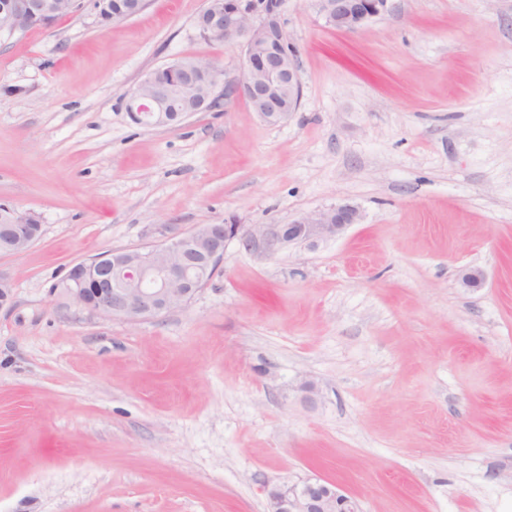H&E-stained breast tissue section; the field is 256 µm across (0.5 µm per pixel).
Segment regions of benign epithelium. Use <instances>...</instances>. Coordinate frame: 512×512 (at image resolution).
I'll list each match as a JSON object with an SVG mask.
<instances>
[{
    "label": "benign epithelium",
    "instance_id": "7a95c632",
    "mask_svg": "<svg viewBox=\"0 0 512 512\" xmlns=\"http://www.w3.org/2000/svg\"><path fill=\"white\" fill-rule=\"evenodd\" d=\"M324 21L336 29L358 31L391 9L392 0H316ZM81 8V0H3L0 33L13 34L49 27L62 16ZM281 33V51L263 52L271 23ZM196 27L211 42L240 45L244 50L238 76H218L204 90L194 84L196 70L212 63L199 58L181 60L147 73L127 94V111L152 127H174L194 109L179 111L175 102L205 105L216 99V87L224 81V107L244 98L264 122L281 123L282 111L271 93L276 82L288 81V104L301 98L296 45L286 29L283 9L268 0H236L225 9L217 2L203 10ZM36 216L0 205V254H17L39 240L42 225ZM362 220L360 208L348 201L303 214L288 224H239L230 218L222 224H204L193 232L158 246L117 250L73 264L63 280L62 294L88 311L129 322L157 316L182 306L197 292L191 267L222 263L226 247L237 242L245 251L273 256L297 244L316 245L334 239ZM269 512H361L358 502L333 480L311 478L284 485L270 493Z\"/></svg>",
    "mask_w": 512,
    "mask_h": 512
}]
</instances>
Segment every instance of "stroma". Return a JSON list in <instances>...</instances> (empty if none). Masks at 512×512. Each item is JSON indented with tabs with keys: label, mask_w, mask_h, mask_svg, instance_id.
I'll return each instance as SVG.
<instances>
[{
	"label": "stroma",
	"mask_w": 512,
	"mask_h": 512,
	"mask_svg": "<svg viewBox=\"0 0 512 512\" xmlns=\"http://www.w3.org/2000/svg\"><path fill=\"white\" fill-rule=\"evenodd\" d=\"M206 4L103 26L85 0L0 34V204L42 226L0 257V512H267L315 476L362 512H512V0H393L355 32L285 0L287 121L241 99L134 123L125 96L159 66L238 74ZM342 200L363 219L335 239L229 244L191 301L134 324L53 289L90 257Z\"/></svg>",
	"instance_id": "obj_1"
}]
</instances>
